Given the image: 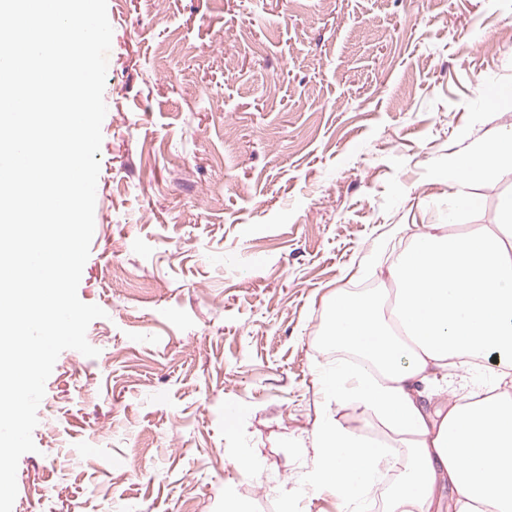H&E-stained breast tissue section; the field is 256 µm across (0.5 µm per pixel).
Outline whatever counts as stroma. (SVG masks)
Segmentation results:
<instances>
[{
    "label": "stroma",
    "mask_w": 512,
    "mask_h": 512,
    "mask_svg": "<svg viewBox=\"0 0 512 512\" xmlns=\"http://www.w3.org/2000/svg\"><path fill=\"white\" fill-rule=\"evenodd\" d=\"M113 28L94 222L67 349L21 456L13 512H351L307 486L342 362L335 293L384 289L409 226L493 224L501 181L461 155L512 132V0H107ZM477 207L449 213L459 188ZM236 429H228L230 415ZM339 424L395 461L356 405ZM258 466L242 465V451Z\"/></svg>",
    "instance_id": "stroma-1"
}]
</instances>
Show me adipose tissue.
Returning <instances> with one entry per match:
<instances>
[{
  "mask_svg": "<svg viewBox=\"0 0 512 512\" xmlns=\"http://www.w3.org/2000/svg\"><path fill=\"white\" fill-rule=\"evenodd\" d=\"M512 165V134L456 164L462 181L491 180ZM396 284L391 319L367 297L337 294L324 340L359 351L357 369L325 375L332 400L362 404L408 436V463L386 512H432L434 494L453 486L457 512L482 503L512 512V198L495 224L445 234L425 224L389 268ZM495 359L496 395L464 403L427 391L451 366ZM309 484L355 503L390 461L377 444L324 412L312 432Z\"/></svg>",
  "mask_w": 512,
  "mask_h": 512,
  "instance_id": "obj_1",
  "label": "adipose tissue"
}]
</instances>
